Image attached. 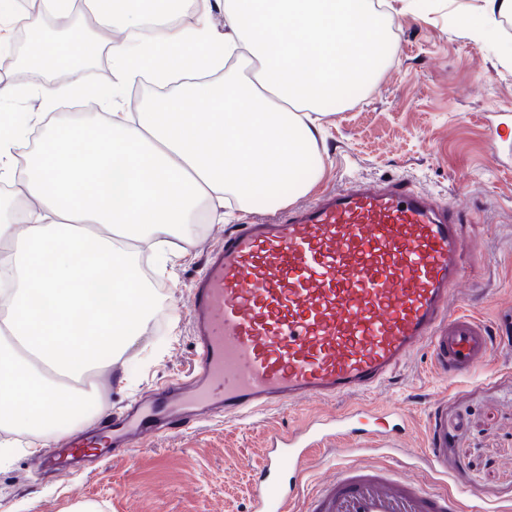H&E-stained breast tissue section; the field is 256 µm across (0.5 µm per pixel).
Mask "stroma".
Masks as SVG:
<instances>
[{"label":"stroma","instance_id":"1","mask_svg":"<svg viewBox=\"0 0 512 512\" xmlns=\"http://www.w3.org/2000/svg\"><path fill=\"white\" fill-rule=\"evenodd\" d=\"M479 0H384V63L370 84L350 94L324 120L319 142L323 172L291 206L315 200L352 178L399 180L459 203L467 275L477 296L451 291L450 310L485 320L495 350L468 378L438 377L427 349L403 363L394 383L372 394L310 400L272 409L245 426L201 419L149 439L121 459L102 458L46 473L27 438H13L0 456V512H70L81 502L100 512H250L254 479L270 430L288 432L305 418L339 408L384 405L409 424L392 450L356 451L339 440L313 456L309 483L337 465L388 467L457 503L477 502L487 512H512V16L473 38L459 16H475ZM225 224L196 226L188 256L160 285L154 317L134 345L93 375L95 402L85 433L149 391L185 378L194 359L188 291L207 251L226 230L269 214L264 205L231 204ZM448 427L438 462L426 459L432 418Z\"/></svg>","mask_w":512,"mask_h":512}]
</instances>
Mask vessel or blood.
Here are the masks:
<instances>
[{
	"label": "vessel or blood",
	"instance_id": "vessel-or-blood-1",
	"mask_svg": "<svg viewBox=\"0 0 512 512\" xmlns=\"http://www.w3.org/2000/svg\"><path fill=\"white\" fill-rule=\"evenodd\" d=\"M463 255L455 206L396 181H350L287 214L236 225L190 288L188 378L109 417L106 447L71 439L44 469L124 456L206 411L245 422L274 407L368 394L422 347L438 374L470 373L494 336L482 320L448 308L451 290L478 291ZM403 427L392 411L358 409L272 434L252 512H296L301 504L306 512H452L447 492L392 469L343 465L304 492L316 452L338 439L385 446Z\"/></svg>",
	"mask_w": 512,
	"mask_h": 512
}]
</instances>
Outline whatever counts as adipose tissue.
<instances>
[{
  "label": "adipose tissue",
  "instance_id": "1",
  "mask_svg": "<svg viewBox=\"0 0 512 512\" xmlns=\"http://www.w3.org/2000/svg\"><path fill=\"white\" fill-rule=\"evenodd\" d=\"M14 14L28 32L0 77V104L22 97L25 72L43 75L41 109L0 138V447L8 435L40 436L79 412L85 376L121 357L151 318L154 292L138 256L155 249V272L181 257L195 225L223 222L228 200L284 205L283 186L309 191L324 111L363 86L385 45L372 0H198L192 26L165 0H41ZM224 15L225 32L210 23ZM58 33L43 34L44 18ZM168 52L158 80L202 72L137 113L122 92L149 55ZM111 52L112 94L96 112L44 125V107L74 95L83 70ZM247 52L254 78L225 68ZM64 78H57V71ZM42 127L23 168L11 150Z\"/></svg>",
  "mask_w": 512,
  "mask_h": 512
}]
</instances>
